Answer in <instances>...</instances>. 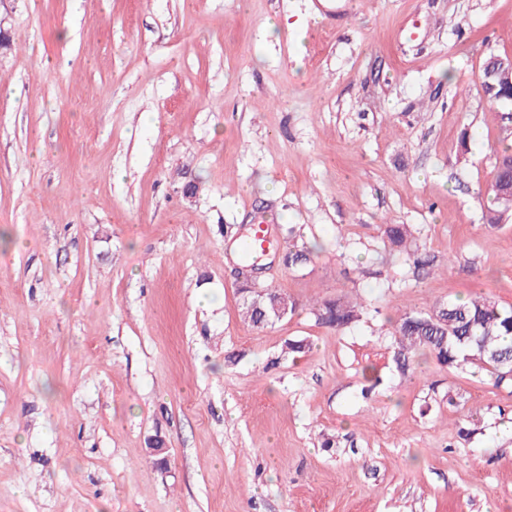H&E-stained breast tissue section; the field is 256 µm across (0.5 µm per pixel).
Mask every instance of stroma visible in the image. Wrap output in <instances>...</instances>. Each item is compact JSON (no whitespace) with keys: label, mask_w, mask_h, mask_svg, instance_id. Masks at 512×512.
Wrapping results in <instances>:
<instances>
[{"label":"stroma","mask_w":512,"mask_h":512,"mask_svg":"<svg viewBox=\"0 0 512 512\" xmlns=\"http://www.w3.org/2000/svg\"><path fill=\"white\" fill-rule=\"evenodd\" d=\"M0 27V512H512V387L391 347L408 311L512 307L481 87L512 0H0ZM261 216L318 251L266 257L297 309L260 332L224 228ZM336 296L368 307L342 332ZM384 243L405 252L407 260L414 270L429 275L437 265L438 257L429 251L418 247L411 250V231L407 224H387L383 229ZM294 229L289 230L288 244L282 248L281 263L285 269H294L311 262L312 250L306 246ZM301 241V244L299 243ZM312 312L318 323L342 331L362 319L364 306L362 302L336 298L322 301Z\"/></svg>","instance_id":"obj_1"}]
</instances>
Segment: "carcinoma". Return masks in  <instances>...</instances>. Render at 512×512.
I'll use <instances>...</instances> for the list:
<instances>
[{"instance_id":"cac0c4a2","label":"carcinoma","mask_w":512,"mask_h":512,"mask_svg":"<svg viewBox=\"0 0 512 512\" xmlns=\"http://www.w3.org/2000/svg\"><path fill=\"white\" fill-rule=\"evenodd\" d=\"M481 86L489 101L501 112L503 125L512 123V86L502 87L496 79L482 76ZM512 149L504 148L498 155L494 177L488 186L494 207L485 215V223L493 228L512 218ZM384 242L405 253L417 271L426 275L437 265L438 257L426 250L411 248V231L407 224H386ZM312 250L299 242L295 230H289L288 244L282 248L281 263L294 269L311 262ZM242 314L256 329H264L277 321L276 312L288 305V313L296 303L282 291L255 286L244 281ZM312 312L318 323L338 331L358 323L364 315L363 303L342 298L322 301ZM393 361L400 375L412 369L415 357L428 353L442 368L460 369L470 364L485 371L499 387L512 383V308H503L482 296L457 298L435 305L432 310L403 313L392 332Z\"/></svg>"}]
</instances>
